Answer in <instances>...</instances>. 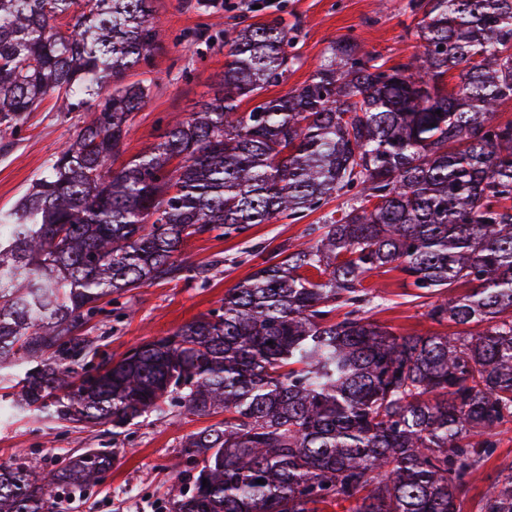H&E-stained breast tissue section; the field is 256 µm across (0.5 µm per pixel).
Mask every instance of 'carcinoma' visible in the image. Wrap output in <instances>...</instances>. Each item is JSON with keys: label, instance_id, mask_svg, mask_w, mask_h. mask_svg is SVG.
Returning <instances> with one entry per match:
<instances>
[{"label": "carcinoma", "instance_id": "obj_1", "mask_svg": "<svg viewBox=\"0 0 512 512\" xmlns=\"http://www.w3.org/2000/svg\"><path fill=\"white\" fill-rule=\"evenodd\" d=\"M153 2L0 0V126L49 97L86 113L0 210V408L114 437L153 414L224 413L169 461L168 512H460L512 430V120L496 119L512 100V0H410L421 54L389 67L336 40L269 100L293 37L235 29L219 93L115 168L153 91L127 80L160 40ZM341 196L314 243L273 253L220 309L118 360L82 333L106 297L206 279L180 259L187 238ZM386 267L453 331L374 320L364 282ZM111 468L97 448L3 460L0 512H51ZM480 512H512V463Z\"/></svg>", "mask_w": 512, "mask_h": 512}]
</instances>
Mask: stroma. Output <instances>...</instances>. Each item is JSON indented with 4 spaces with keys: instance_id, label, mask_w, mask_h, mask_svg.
<instances>
[{
    "instance_id": "1",
    "label": "stroma",
    "mask_w": 512,
    "mask_h": 512,
    "mask_svg": "<svg viewBox=\"0 0 512 512\" xmlns=\"http://www.w3.org/2000/svg\"><path fill=\"white\" fill-rule=\"evenodd\" d=\"M409 4L410 0H222L215 7L211 0H155L163 37L149 64L131 74L132 80L151 81L153 93L125 140L121 161L153 146L173 115H189L213 97L224 74V35L235 27L276 20L293 28L292 52L300 63L289 73L286 85L265 91V98L272 99L304 84L329 43L337 39L356 38L391 64L420 53L421 43L414 35L419 17ZM83 120V113L58 111L49 98L16 132L0 131V208L10 207L54 154L75 139ZM322 217L316 211L295 222L257 224L239 236L189 238L181 258L193 267H209L207 279L133 289L93 319L87 333L115 358L139 342L167 335L219 308L229 288L264 258L301 242ZM374 281L381 296L375 320L400 334L432 330L425 306L399 270L378 274ZM220 420L217 414L186 419L170 413L151 417L115 438L103 427L66 431L35 418L0 416V460L31 454L50 459L81 448H104L112 453L111 471L65 512H166L164 504L174 481L169 460L179 455L189 435ZM509 463L512 431L502 435L494 454L462 491L461 512H478L483 493Z\"/></svg>"
}]
</instances>
